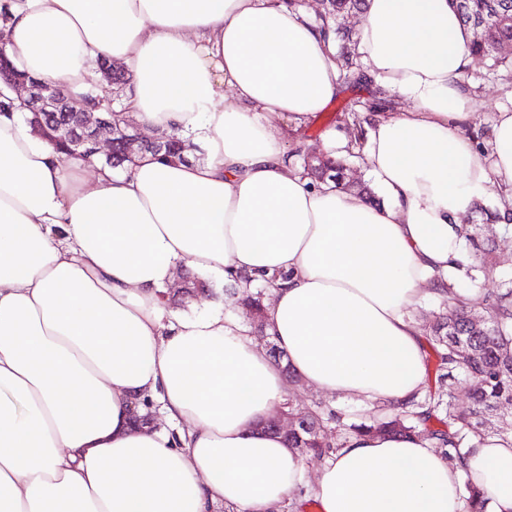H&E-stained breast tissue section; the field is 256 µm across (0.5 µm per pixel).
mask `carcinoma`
I'll return each mask as SVG.
<instances>
[{"label":"carcinoma","mask_w":512,"mask_h":512,"mask_svg":"<svg viewBox=\"0 0 512 512\" xmlns=\"http://www.w3.org/2000/svg\"><path fill=\"white\" fill-rule=\"evenodd\" d=\"M448 4L471 36V53L491 60L495 67L512 71V56L499 51L501 44L512 42V6L508 7L507 16L493 20L478 33L474 27L473 0H448ZM114 81L117 85L111 90L99 86L86 89L87 102L102 111H114V100L122 96L125 87L122 70H115ZM155 156L164 160H183L187 157L186 145L171 135L163 150L155 152ZM463 238L472 246V252L468 253L463 275L453 278L444 289L443 310L423 331V351L426 370L434 372L436 382L456 376L473 384L470 407L457 409L442 387L428 384L403 403L390 408L383 404L379 412L356 422L340 408L321 402L307 406L290 395L281 408L300 417V422L296 428L284 433V441L300 459L324 462L350 438L387 432L417 436L431 447L441 449L450 461L461 464L469 449L477 447L484 438L486 416L505 405L512 408V281L489 300L483 313L487 319L485 329H475L474 313L457 303L453 288L459 279H472L476 272L485 277L497 275L498 264L494 258V242L481 235L480 227L465 231ZM286 278L284 273L262 276L256 292L246 296L243 303L265 316V293ZM461 348L470 351V357L464 363L459 360L458 350ZM331 429L335 436H326L325 431ZM462 501L463 512H484L483 494L468 478L464 480Z\"/></svg>","instance_id":"1"}]
</instances>
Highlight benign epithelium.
I'll use <instances>...</instances> for the list:
<instances>
[{"label": "benign epithelium", "mask_w": 512, "mask_h": 512, "mask_svg": "<svg viewBox=\"0 0 512 512\" xmlns=\"http://www.w3.org/2000/svg\"><path fill=\"white\" fill-rule=\"evenodd\" d=\"M0 84L26 92L21 102L30 115L31 127L54 145L83 146L107 157L118 147L126 157L132 158L147 150H159L168 140L166 136L161 139L141 136L129 119L124 127L115 128L111 113L88 107L82 98L69 97L61 84L46 89L43 81L21 74L4 56H0Z\"/></svg>", "instance_id": "benign-epithelium-1"}]
</instances>
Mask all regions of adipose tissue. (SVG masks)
Listing matches in <instances>:
<instances>
[{"mask_svg":"<svg viewBox=\"0 0 512 512\" xmlns=\"http://www.w3.org/2000/svg\"><path fill=\"white\" fill-rule=\"evenodd\" d=\"M469 40L448 0H365L355 53L408 107L322 147H361L375 205L311 182L285 148L340 89L336 23L291 0H0V47L30 76L80 92L102 80L95 59L121 63L127 113L207 154L91 176L0 114V512H271L300 487L298 456L259 427L285 372L249 324L168 309L183 266L219 284L286 273L267 329L306 385L419 391L412 313L461 261V215L492 194L512 215V108L489 147L464 132ZM466 476L486 512H512L495 434L460 465L414 436L352 438L312 493L320 512H463Z\"/></svg>","mask_w":512,"mask_h":512,"instance_id":"adipose-tissue-1","label":"adipose tissue"}]
</instances>
